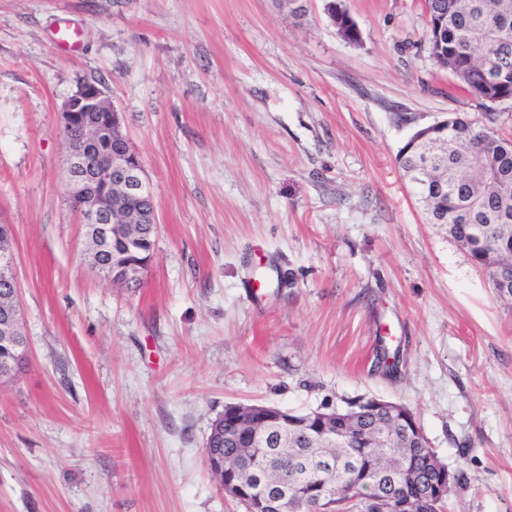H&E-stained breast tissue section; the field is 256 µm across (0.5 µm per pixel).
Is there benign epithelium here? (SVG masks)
Returning <instances> with one entry per match:
<instances>
[{
	"label": "benign epithelium",
	"instance_id": "7a95c632",
	"mask_svg": "<svg viewBox=\"0 0 512 512\" xmlns=\"http://www.w3.org/2000/svg\"><path fill=\"white\" fill-rule=\"evenodd\" d=\"M327 12L338 32L347 41L359 42V30L342 8L341 0H329ZM59 128L77 131L67 137V196L80 223L93 230L91 253L93 268L114 286L138 281L149 261L127 262L117 266V255H109L119 228L130 229L122 238L126 254L141 250L144 233L135 226L157 224V206L150 184L145 178L143 162L123 132L120 113L112 105L104 87L95 81H84L62 103ZM0 348L7 356L0 359V381L19 370L28 350L23 314L16 284V254L12 227L0 224ZM230 419L220 415L212 425V435H220L224 426L228 434L242 433L252 445H281L288 429L300 426L289 418V412L267 405H229ZM215 479L224 494L233 498L247 495L265 512H283L288 501V487L259 476L249 460L242 459V472L250 478L224 477V458L214 459Z\"/></svg>",
	"mask_w": 512,
	"mask_h": 512
}]
</instances>
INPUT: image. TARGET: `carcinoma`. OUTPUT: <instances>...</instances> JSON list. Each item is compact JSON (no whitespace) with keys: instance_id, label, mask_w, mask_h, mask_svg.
<instances>
[{"instance_id":"obj_1","label":"carcinoma","mask_w":512,"mask_h":512,"mask_svg":"<svg viewBox=\"0 0 512 512\" xmlns=\"http://www.w3.org/2000/svg\"><path fill=\"white\" fill-rule=\"evenodd\" d=\"M441 10L448 60L442 67L482 105L512 99V0H425V11ZM440 155L427 166L418 164L416 150L402 149L397 161L410 174L411 189L423 203L431 224L443 228L466 250L471 261L484 269L496 295L512 301V137L478 126L462 115L448 120L439 137ZM336 412V436L342 441L328 447L315 431L288 432V447L254 449L253 466L288 485L285 512H312L317 500L331 512H352L361 491L389 496L388 512H422L415 500L414 480L433 481L431 493L440 490L445 477L451 486L463 474L436 469V454L425 435L416 430L415 417L390 418L363 409ZM354 417H349V414ZM383 424L393 428L395 439L385 445L373 441L372 432ZM206 449L224 454L225 470L236 465V446L226 439ZM389 466L391 483L377 482L379 470Z\"/></svg>"}]
</instances>
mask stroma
Instances as JSON below:
<instances>
[{
    "mask_svg": "<svg viewBox=\"0 0 512 512\" xmlns=\"http://www.w3.org/2000/svg\"><path fill=\"white\" fill-rule=\"evenodd\" d=\"M302 4L0 0V218L30 344L0 382V512H246L206 464L226 405L361 398L408 407L463 470L445 512H512V304L397 163L485 109L431 56L424 0H343L356 44ZM66 22L74 54L51 43ZM90 78L158 207L132 289L92 269L66 195L58 109Z\"/></svg>",
    "mask_w": 512,
    "mask_h": 512,
    "instance_id": "obj_1",
    "label": "stroma"
}]
</instances>
